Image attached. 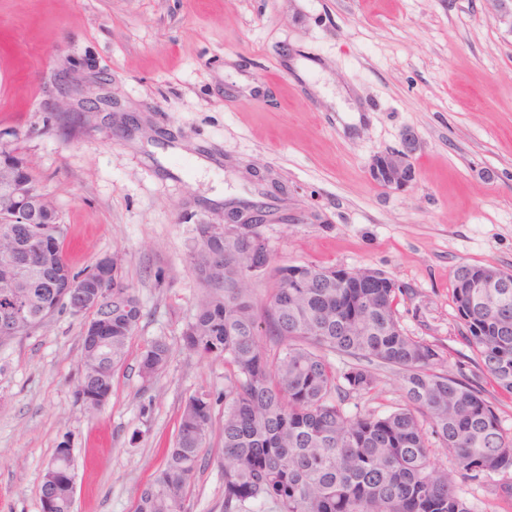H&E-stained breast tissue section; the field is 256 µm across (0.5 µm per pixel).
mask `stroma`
Wrapping results in <instances>:
<instances>
[{"instance_id": "1", "label": "stroma", "mask_w": 512, "mask_h": 512, "mask_svg": "<svg viewBox=\"0 0 512 512\" xmlns=\"http://www.w3.org/2000/svg\"><path fill=\"white\" fill-rule=\"evenodd\" d=\"M492 0H0V130L68 227L75 269L117 255L144 316L94 416L73 396L83 317L55 314L0 344V512H42L40 482L72 451V512H132L172 447L186 399L215 396L224 362L181 340L202 286L189 255L224 206L286 189L260 231L275 267L385 271L405 332L436 346L512 432V393L470 364L451 299L461 263L512 272V31ZM317 63L299 77L295 59ZM98 112L63 118L58 73ZM418 138L415 177L385 190L371 159ZM214 159L199 171L196 158ZM165 338L153 383L139 366ZM212 439L189 512H224ZM460 494L512 512L495 485ZM170 348L163 338H156L146 344L141 353L140 374L145 382L157 378L167 367Z\"/></svg>"}]
</instances>
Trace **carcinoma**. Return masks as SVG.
<instances>
[{"label":"carcinoma","instance_id":"obj_1","mask_svg":"<svg viewBox=\"0 0 512 512\" xmlns=\"http://www.w3.org/2000/svg\"><path fill=\"white\" fill-rule=\"evenodd\" d=\"M18 177L32 176L26 157L6 159ZM38 224L47 252L30 259L19 283L0 263V312L17 302L30 330L68 310L64 296L78 277L101 297L98 344L82 332L74 396L94 415L112 394L113 373L142 317L135 291L119 275L118 259L104 272L75 271L64 255L67 227L54 203L37 194ZM199 245L190 263L203 291L181 336L202 359L222 358L227 370L224 417L216 422L206 392L186 400L174 446L164 467L139 492L134 512H188L201 449L219 432L223 457L224 512L248 503H270L275 512H472L459 495L456 476L479 485L512 469V433L475 385L457 378L426 340L400 325L396 302L402 288H342L336 268L298 266L301 280L275 281L258 304L245 271L266 268L270 250L257 226L226 240L196 225ZM492 269L461 263L453 272L452 299L475 363L512 391V288H465ZM275 337L268 354L262 334ZM334 354L346 360L338 369ZM162 338L146 344L140 374L151 382L167 367ZM402 377V400L388 412L346 410V402L376 389L372 365ZM449 458L438 462L437 452ZM56 506L69 512L71 490L51 484Z\"/></svg>","mask_w":512,"mask_h":512}]
</instances>
